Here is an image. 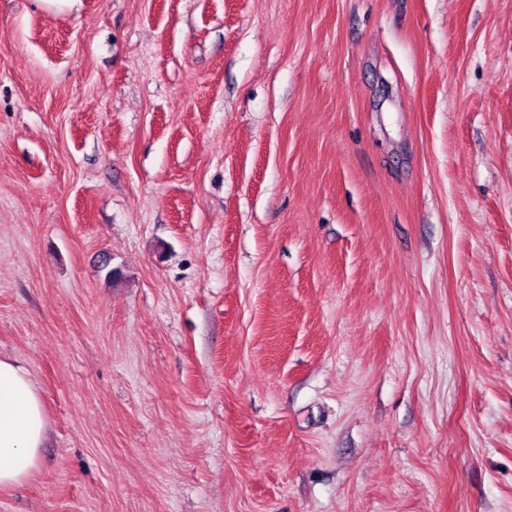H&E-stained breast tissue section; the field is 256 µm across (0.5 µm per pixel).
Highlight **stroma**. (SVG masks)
I'll return each instance as SVG.
<instances>
[{"instance_id": "35a3bbf8", "label": "stroma", "mask_w": 512, "mask_h": 512, "mask_svg": "<svg viewBox=\"0 0 512 512\" xmlns=\"http://www.w3.org/2000/svg\"><path fill=\"white\" fill-rule=\"evenodd\" d=\"M0 512H512V0H0ZM43 398L29 372L0 359V489L22 485L37 468L47 435Z\"/></svg>"}]
</instances>
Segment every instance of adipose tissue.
<instances>
[{"label": "adipose tissue", "instance_id": "obj_1", "mask_svg": "<svg viewBox=\"0 0 512 512\" xmlns=\"http://www.w3.org/2000/svg\"><path fill=\"white\" fill-rule=\"evenodd\" d=\"M43 398L29 372L0 359V489L22 485L37 468L47 435Z\"/></svg>", "mask_w": 512, "mask_h": 512}]
</instances>
